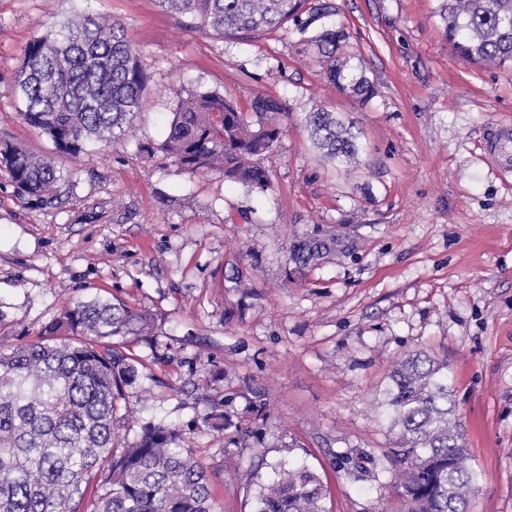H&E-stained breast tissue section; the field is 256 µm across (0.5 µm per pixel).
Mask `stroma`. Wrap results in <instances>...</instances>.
Segmentation results:
<instances>
[{
	"label": "stroma",
	"mask_w": 512,
	"mask_h": 512,
	"mask_svg": "<svg viewBox=\"0 0 512 512\" xmlns=\"http://www.w3.org/2000/svg\"><path fill=\"white\" fill-rule=\"evenodd\" d=\"M335 15L251 39L186 27L157 0H0V137L49 155L71 188L55 208L20 200L0 169V341L36 340L66 307L117 298L150 314L122 442L162 421L213 473L217 512H251L247 489L282 463L321 478L328 512H397L381 403L395 363L448 364L451 398L483 491L468 512H512V185L483 159L487 126L512 119V65L453 53L436 0H334ZM119 20L149 76L124 139L56 153L11 94L25 45L83 7ZM343 28L369 99L329 85L306 36ZM248 105L278 97L284 132L258 193L218 170L189 175L160 144L173 87ZM362 133L356 163L325 161L305 118L318 107ZM332 231V259L287 263L295 237ZM253 433H208L195 387ZM263 418H253L255 404Z\"/></svg>",
	"instance_id": "obj_1"
}]
</instances>
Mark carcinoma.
Wrapping results in <instances>:
<instances>
[{
    "mask_svg": "<svg viewBox=\"0 0 512 512\" xmlns=\"http://www.w3.org/2000/svg\"><path fill=\"white\" fill-rule=\"evenodd\" d=\"M437 16L455 52L484 64L512 63V0H438ZM190 26L220 38L248 39L292 22L304 32L336 12L333 0H158ZM343 29L311 39L327 80L360 97L372 81L339 52ZM148 87L137 50L121 23L86 14L57 24L22 51L13 93L20 115L57 152L77 156L90 143L111 144L130 128ZM178 98L160 151L184 173L218 169L224 179L271 190L263 161L282 135V100L257 95L250 111L218 92L174 91ZM307 126L325 156L347 162L359 132L322 108ZM0 167L18 196L42 208L61 203L69 177L50 156L0 140ZM333 233L294 242L290 261L316 266L336 253ZM151 317L119 301L78 302L53 317L36 341L0 345V512H216L208 468L183 448L179 430L149 422L119 445L117 414L127 403L140 362L122 351L129 336H148ZM384 414L395 435L402 512H466L479 491L463 424L448 390V363L424 352L396 364ZM205 429L248 436L222 404L200 417ZM324 486L305 464L281 466L258 484L252 512H328Z\"/></svg>",
    "mask_w": 512,
    "mask_h": 512,
    "instance_id": "obj_1",
    "label": "carcinoma"
}]
</instances>
